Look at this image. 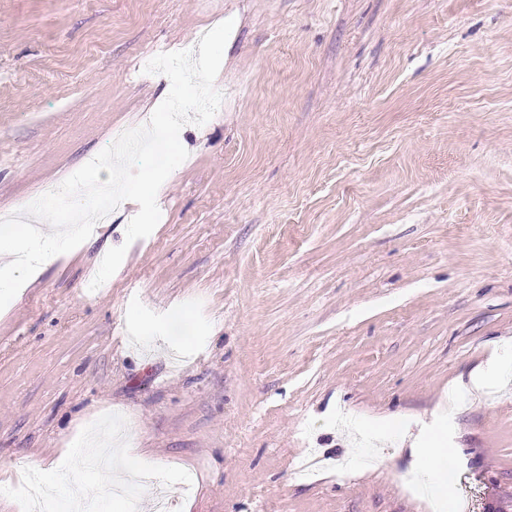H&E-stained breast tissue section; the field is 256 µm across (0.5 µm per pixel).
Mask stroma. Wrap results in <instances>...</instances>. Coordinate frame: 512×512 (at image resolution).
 <instances>
[{
    "instance_id": "stroma-1",
    "label": "stroma",
    "mask_w": 512,
    "mask_h": 512,
    "mask_svg": "<svg viewBox=\"0 0 512 512\" xmlns=\"http://www.w3.org/2000/svg\"><path fill=\"white\" fill-rule=\"evenodd\" d=\"M229 19L163 223L126 243L127 202L0 311V512L32 469L57 512L78 485L127 512L70 463L101 435L170 512L512 503V0H0V211L145 125L170 81L144 62ZM416 453L423 460L424 465L432 472L440 473L442 477L446 471L447 451L434 439H429L425 448L416 449Z\"/></svg>"
}]
</instances>
